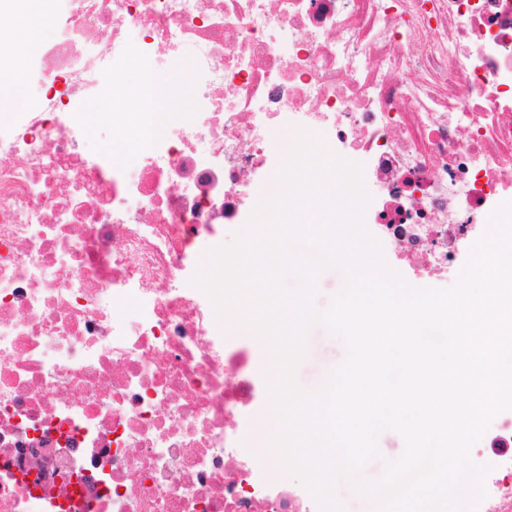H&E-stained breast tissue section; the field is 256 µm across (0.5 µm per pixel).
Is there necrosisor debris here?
Listing matches in <instances>:
<instances>
[{"mask_svg":"<svg viewBox=\"0 0 512 512\" xmlns=\"http://www.w3.org/2000/svg\"><path fill=\"white\" fill-rule=\"evenodd\" d=\"M52 33L0 117V512H311L239 439L262 395L216 333L198 251L315 132L364 223L458 275L512 201V0H38ZM141 71L146 82L134 79ZM190 93L187 115L139 111ZM112 102L127 152L87 151Z\"/></svg>","mask_w":512,"mask_h":512,"instance_id":"obj_1","label":"necrosis or debris"}]
</instances>
